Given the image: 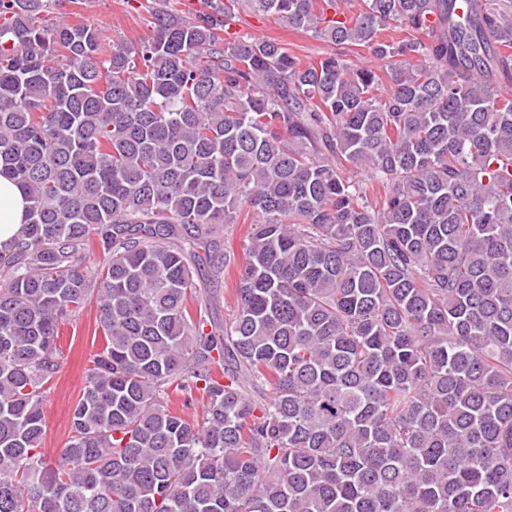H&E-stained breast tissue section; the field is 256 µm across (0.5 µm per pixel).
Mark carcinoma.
Wrapping results in <instances>:
<instances>
[{
  "label": "carcinoma",
  "mask_w": 512,
  "mask_h": 512,
  "mask_svg": "<svg viewBox=\"0 0 512 512\" xmlns=\"http://www.w3.org/2000/svg\"><path fill=\"white\" fill-rule=\"evenodd\" d=\"M233 2L328 52L226 44L217 2L109 52L0 0V177L28 199L0 255V512H512V0ZM243 210L217 326L189 300ZM94 292L50 463L58 326ZM99 301L94 294L83 310L60 327L58 339L63 365L53 384L43 394L46 421L44 447L52 462L65 447L70 435V406L85 385L88 369L101 350L98 329ZM97 333V336H96Z\"/></svg>",
  "instance_id": "carcinoma-1"
}]
</instances>
